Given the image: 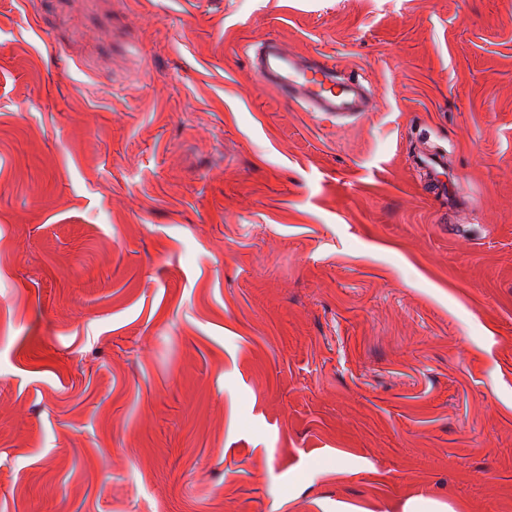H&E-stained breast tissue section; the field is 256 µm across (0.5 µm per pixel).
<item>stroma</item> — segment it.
<instances>
[{"mask_svg":"<svg viewBox=\"0 0 512 512\" xmlns=\"http://www.w3.org/2000/svg\"><path fill=\"white\" fill-rule=\"evenodd\" d=\"M420 500L512 512V0H0V512ZM251 65L264 83L308 112L344 120L358 118L372 108L373 100L358 78H336L335 69L327 62L310 64L289 54L277 38L258 47Z\"/></svg>","mask_w":512,"mask_h":512,"instance_id":"35a3bbf8","label":"stroma"}]
</instances>
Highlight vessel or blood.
Listing matches in <instances>:
<instances>
[{"instance_id": "1", "label": "vessel or blood", "mask_w": 512, "mask_h": 512, "mask_svg": "<svg viewBox=\"0 0 512 512\" xmlns=\"http://www.w3.org/2000/svg\"><path fill=\"white\" fill-rule=\"evenodd\" d=\"M251 65L264 83L307 111L344 120L359 117L372 108L370 94L359 79L337 77L327 62L311 64L289 54L278 39L264 41L255 51Z\"/></svg>"}]
</instances>
